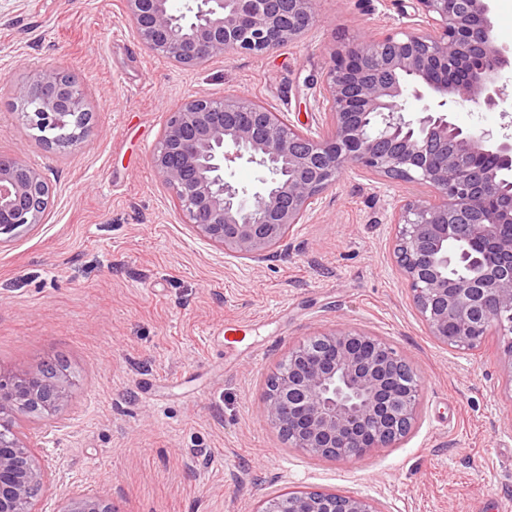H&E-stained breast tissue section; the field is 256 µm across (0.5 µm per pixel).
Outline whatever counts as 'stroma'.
<instances>
[{"mask_svg": "<svg viewBox=\"0 0 512 512\" xmlns=\"http://www.w3.org/2000/svg\"><path fill=\"white\" fill-rule=\"evenodd\" d=\"M412 0H321L315 26L265 56L184 69L143 47L124 0H0V155L50 187L41 223L0 237V368L66 360L67 403L19 416L48 465L36 512L76 491L114 512H261L276 494L321 489L380 512H493L512 504V384L500 336L460 354L429 336L393 254L388 218L428 188L345 172L262 262L201 239L151 164L166 114L187 96L236 91L326 129L312 76L335 48L409 24ZM48 66L83 89L91 120L75 148L33 139L14 90ZM453 106L466 130L512 114ZM238 323L234 347L224 325ZM356 327L390 341L421 376L416 428L396 447L332 461L290 448L266 421L265 389L307 336Z\"/></svg>", "mask_w": 512, "mask_h": 512, "instance_id": "obj_1", "label": "stroma"}]
</instances>
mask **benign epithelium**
Masks as SVG:
<instances>
[{
	"label": "benign epithelium",
	"mask_w": 512,
	"mask_h": 512,
	"mask_svg": "<svg viewBox=\"0 0 512 512\" xmlns=\"http://www.w3.org/2000/svg\"><path fill=\"white\" fill-rule=\"evenodd\" d=\"M126 19L150 52L184 69L228 53L266 55L313 27L318 0H125ZM487 0H414L415 21L342 45L317 79L328 131L297 128L240 93L194 96L168 113L152 166L188 224L224 253L263 260L303 223L319 195L349 169L424 185L430 199L397 209L394 253L413 304L436 342L477 348L503 337L501 368L512 382V136L454 124L444 106L492 109L499 72L512 64L492 36ZM424 102L408 119L406 100ZM27 122L48 144L81 143L86 129L57 136L86 112L82 89L57 67L16 89ZM263 176L249 192L226 177L239 160ZM49 202L41 170L0 155V235L38 224ZM464 272L448 281V267ZM0 512H32L44 468L33 448L6 433L12 418H50L68 401L69 379L54 367L0 372ZM421 380L383 339L334 329L292 348L267 385L265 417L293 448L335 460L389 448L418 418ZM63 512H111L73 494ZM261 512H378L373 500L332 492H289Z\"/></svg>",
	"instance_id": "obj_1"
}]
</instances>
